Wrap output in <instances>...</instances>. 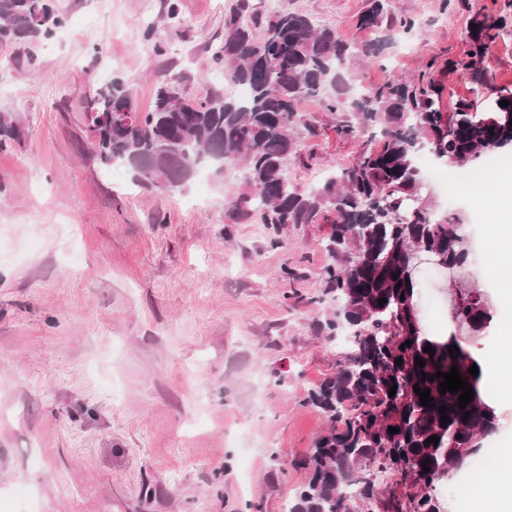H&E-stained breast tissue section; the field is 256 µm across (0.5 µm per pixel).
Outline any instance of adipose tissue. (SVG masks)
Returning <instances> with one entry per match:
<instances>
[{
    "instance_id": "adipose-tissue-1",
    "label": "adipose tissue",
    "mask_w": 512,
    "mask_h": 512,
    "mask_svg": "<svg viewBox=\"0 0 512 512\" xmlns=\"http://www.w3.org/2000/svg\"><path fill=\"white\" fill-rule=\"evenodd\" d=\"M476 205L493 218L492 238L498 294L512 301V171L479 178ZM494 480L474 494L471 512H512V448L500 449L493 465Z\"/></svg>"
}]
</instances>
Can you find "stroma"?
Returning a JSON list of instances; mask_svg holds the SVG:
<instances>
[{"instance_id": "1", "label": "stroma", "mask_w": 512, "mask_h": 512, "mask_svg": "<svg viewBox=\"0 0 512 512\" xmlns=\"http://www.w3.org/2000/svg\"><path fill=\"white\" fill-rule=\"evenodd\" d=\"M178 7L169 21V4ZM237 0H54L53 37L0 45V113L19 122L0 148V512H288L324 433L307 402L350 351L345 330L318 326L338 302L324 291L333 210L283 229L234 218L239 167L205 173L183 191L133 185L98 161L86 119L96 71L121 76L141 112L159 84L182 97L234 94L214 83L213 54ZM285 7L359 45L367 0H252ZM494 0H390L413 16L405 42L369 63L361 85L432 72L445 103L470 95L462 55L469 19ZM287 176L308 192L345 168L369 136L338 128L348 112L314 99ZM436 219L461 214L470 241L490 233L468 199L442 182L512 168V152L465 166L429 158ZM480 288L491 316L473 329L436 311L427 333L456 334L477 359L512 350V302L492 258L452 286Z\"/></svg>"}]
</instances>
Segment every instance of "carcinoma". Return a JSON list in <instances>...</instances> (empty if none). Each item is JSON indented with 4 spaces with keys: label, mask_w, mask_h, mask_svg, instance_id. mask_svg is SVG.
<instances>
[{
    "label": "carcinoma",
    "mask_w": 512,
    "mask_h": 512,
    "mask_svg": "<svg viewBox=\"0 0 512 512\" xmlns=\"http://www.w3.org/2000/svg\"><path fill=\"white\" fill-rule=\"evenodd\" d=\"M387 5L388 0H369L359 27L378 25ZM510 18L512 0H502L499 14L474 15L463 57L448 60L449 68L468 74L476 94L487 89L483 60L506 35ZM62 23L52 0H0V44L49 38ZM415 25L412 16L392 18L383 40L358 46L301 13L284 9L263 17L249 0H239L224 18V38L213 61L225 80L248 89L247 97L215 95L189 105L173 83H162L152 108L133 112L132 123L110 138L100 131L99 115L132 108L130 88L115 76L90 106L97 159L126 169L138 186L174 191L188 186L202 167L222 177L224 166L233 164L242 169L246 186L226 201L233 214L284 227L311 224L326 205L333 206L328 251L336 264L327 269L326 291L341 294L355 347L346 363L309 393L308 402L326 418V430L306 458L310 477L288 512H357L373 503L379 512H440L432 474L441 465H462L497 426L494 410L481 397L482 376L468 372L477 363L472 353L454 334L422 333L408 267L414 245L436 252L452 271L467 261L457 225L434 219L430 206L418 201L414 147L429 145L437 158L461 166L512 147V88L488 92L482 109L465 98L451 112L443 111L439 84L422 76H393L357 97L356 61L381 56L398 33ZM306 97L319 99L329 112L354 113L344 134L377 129L380 140L364 146L348 167L328 174L316 189L300 193L288 181L285 162L297 153L302 119L296 104ZM502 100L509 105L500 106ZM17 129L11 115L0 113V147ZM380 298L387 302L378 305ZM452 313L462 325L481 323L488 302L464 289L454 298ZM428 344L432 355L423 352ZM452 345L460 351L454 358ZM417 357L424 366L415 363ZM453 365L474 390L464 410L458 394H440L444 378L435 377ZM416 387L430 390L432 406L420 404ZM442 405L450 419L444 426ZM390 427L399 432L390 433ZM432 435L438 444H425ZM401 462L424 483L407 486L399 480L377 488L372 472L396 471Z\"/></svg>",
    "instance_id": "1"
}]
</instances>
